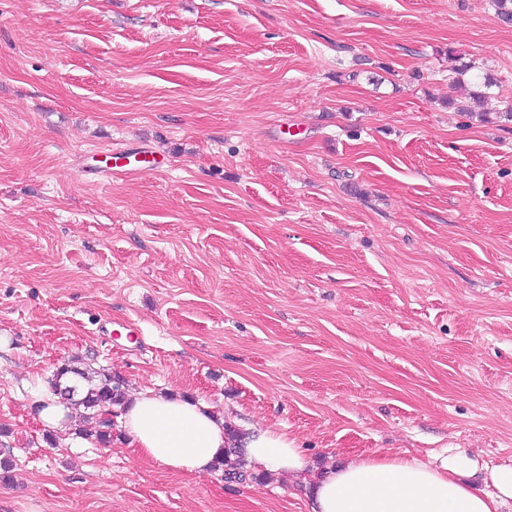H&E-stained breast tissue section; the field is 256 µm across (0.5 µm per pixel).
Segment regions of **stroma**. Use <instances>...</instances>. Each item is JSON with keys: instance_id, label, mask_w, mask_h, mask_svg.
Wrapping results in <instances>:
<instances>
[{"instance_id": "35a3bbf8", "label": "stroma", "mask_w": 512, "mask_h": 512, "mask_svg": "<svg viewBox=\"0 0 512 512\" xmlns=\"http://www.w3.org/2000/svg\"><path fill=\"white\" fill-rule=\"evenodd\" d=\"M506 101L493 0H0V512H309L44 423L70 360L320 466L512 462ZM106 157L109 158L112 163H106L105 167L101 170V172L106 174H112L116 172H126V171H150L155 168L161 166V160H158L156 157L151 156L149 159L142 160L145 164L141 166H132L127 159L130 155H126L121 151L110 150L106 152Z\"/></svg>"}]
</instances>
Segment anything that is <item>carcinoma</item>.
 Listing matches in <instances>:
<instances>
[{"mask_svg": "<svg viewBox=\"0 0 512 512\" xmlns=\"http://www.w3.org/2000/svg\"><path fill=\"white\" fill-rule=\"evenodd\" d=\"M51 398L70 406L76 411H85V418L93 421L94 436L102 444L112 443L114 423L104 419L112 407L124 404V381L110 374L101 373L91 366L82 368L64 363L56 369L50 382ZM229 441L224 448V457L219 465L224 467V479L229 482H244L246 479L260 481L268 474L254 475L245 469L243 448L239 434L229 429Z\"/></svg>", "mask_w": 512, "mask_h": 512, "instance_id": "obj_1", "label": "carcinoma"}]
</instances>
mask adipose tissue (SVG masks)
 I'll list each match as a JSON object with an SVG mask.
<instances>
[{"label": "adipose tissue", "instance_id": "ef3b65f1", "mask_svg": "<svg viewBox=\"0 0 512 512\" xmlns=\"http://www.w3.org/2000/svg\"><path fill=\"white\" fill-rule=\"evenodd\" d=\"M119 418L145 459L173 470L202 474L224 455V423L199 403L146 390ZM244 446L251 464L306 482L310 512H502L512 506V464L492 467L454 448L426 462L372 455L319 467L282 433L256 431Z\"/></svg>", "mask_w": 512, "mask_h": 512}]
</instances>
